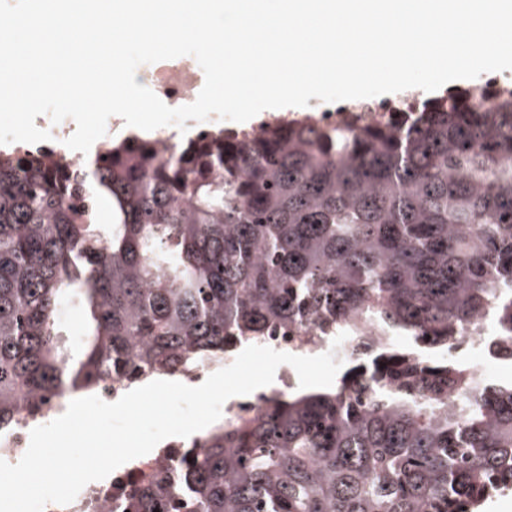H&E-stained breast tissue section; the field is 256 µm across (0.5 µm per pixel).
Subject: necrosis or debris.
Listing matches in <instances>:
<instances>
[{"label":"necrosis or debris","mask_w":512,"mask_h":512,"mask_svg":"<svg viewBox=\"0 0 512 512\" xmlns=\"http://www.w3.org/2000/svg\"><path fill=\"white\" fill-rule=\"evenodd\" d=\"M136 81L151 89L167 105L179 107L195 101L204 85L205 75L194 57L182 56L141 65L136 72ZM39 127L52 135L51 140L39 145L45 162L50 165L58 163L75 171L82 170L88 154L70 150L65 145L66 139L76 130L74 120L68 118L57 124L43 121ZM336 335V329L331 326L280 325L268 331L264 344L300 356L331 351L336 359L343 361L349 355L350 345L345 342L340 347H333ZM454 354L465 362L479 363L485 372L497 362L505 360L507 350L498 337L494 315L482 313L477 330H463ZM297 383L295 369L287 364L281 365L275 386L270 391L228 399L223 406L222 423L254 417L263 400L287 394ZM60 414L59 403L55 400L45 403L36 414L29 407L20 408L15 423L0 430V459L18 462L29 446L31 430ZM206 436V431L202 430L186 438H167L147 455L120 466L109 477L87 484L71 503H50L45 506L44 512H126L125 503L135 487L161 473L176 475L181 469L183 457L188 452L199 451Z\"/></svg>","instance_id":"1"}]
</instances>
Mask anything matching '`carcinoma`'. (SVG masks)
<instances>
[{"label":"carcinoma","mask_w":512,"mask_h":512,"mask_svg":"<svg viewBox=\"0 0 512 512\" xmlns=\"http://www.w3.org/2000/svg\"><path fill=\"white\" fill-rule=\"evenodd\" d=\"M484 93L385 124L224 128L166 159L131 134L81 174L1 156L0 427L274 323H333L355 343L335 388L213 429L176 482L137 489V512H475L512 490V382L452 353L486 310L512 347V90Z\"/></svg>","instance_id":"1"}]
</instances>
